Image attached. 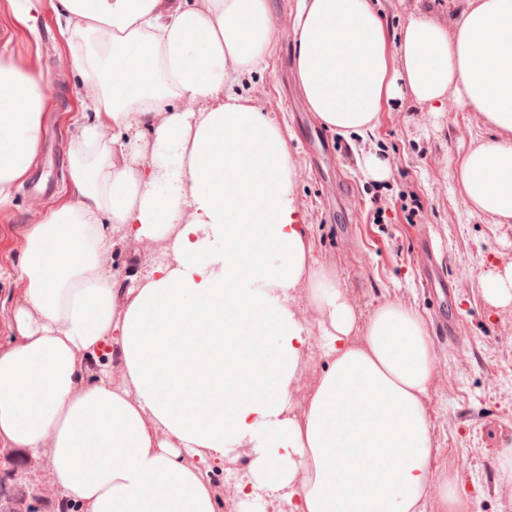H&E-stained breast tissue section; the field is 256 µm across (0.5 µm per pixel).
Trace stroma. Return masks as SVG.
Listing matches in <instances>:
<instances>
[{
	"label": "stroma",
	"instance_id": "35a3bbf8",
	"mask_svg": "<svg viewBox=\"0 0 512 512\" xmlns=\"http://www.w3.org/2000/svg\"><path fill=\"white\" fill-rule=\"evenodd\" d=\"M453 0H376L391 49L390 69L401 67L395 47L411 18L424 15L454 32ZM57 0H38L27 21H18L9 0H0V52L41 72L51 86L41 121L36 162L56 150L60 164L49 172L56 194L33 195L19 180L10 203L0 207V346L13 341V310L22 296L18 269L30 225L73 202L69 160L74 123L84 115L82 89L67 64L69 44L61 32ZM300 0H269L274 35L264 69L243 76L241 89L251 105L280 125L296 168L297 206L309 226L307 245L315 259L335 271L336 279L362 314L397 301L416 309L433 326L430 296L419 285L418 244L429 235L441 269L464 285L456 301L468 342L454 348L434 340L436 369L429 410L434 447L454 466L459 486L473 501V512H512V479L497 468L501 449L512 448V305L494 307L482 294L489 271L512 264V223L474 213L457 180L460 157L491 140L493 130L480 113L468 111L447 94L448 109L434 112L404 94L384 103L365 135L327 131L337 167L302 144L300 133L318 118L303 98L294 70V18ZM385 163L381 178L365 175L364 161ZM415 190L419 200L406 199ZM389 206L376 218L374 197ZM163 243L127 241L103 254L101 265L119 282L160 259Z\"/></svg>",
	"mask_w": 512,
	"mask_h": 512
}]
</instances>
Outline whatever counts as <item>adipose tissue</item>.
Masks as SVG:
<instances>
[{
	"label": "adipose tissue",
	"mask_w": 512,
	"mask_h": 512,
	"mask_svg": "<svg viewBox=\"0 0 512 512\" xmlns=\"http://www.w3.org/2000/svg\"><path fill=\"white\" fill-rule=\"evenodd\" d=\"M458 11L452 36L410 20L394 73L372 0H302L297 79L343 134L403 92L438 112L455 89L497 134L463 154L460 183L510 223L512 0ZM58 13L93 118L75 124L74 202L26 233L0 447L38 462L78 512H216L213 476L243 450L238 512H426L434 495L472 512L432 446L423 318L386 302L360 325L307 247L279 124L235 89L266 64L268 0H60ZM43 86L0 53V206L36 155ZM127 238L168 250L123 285L100 257ZM314 344L327 366L300 408Z\"/></svg>",
	"instance_id": "1"
}]
</instances>
